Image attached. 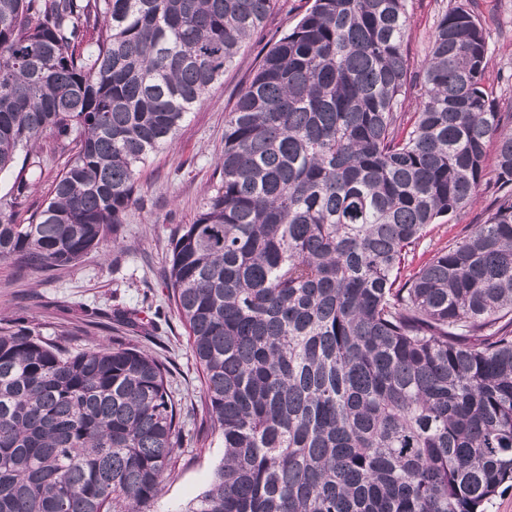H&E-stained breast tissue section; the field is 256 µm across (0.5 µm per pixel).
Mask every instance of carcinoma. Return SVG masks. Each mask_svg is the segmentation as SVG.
<instances>
[{
	"label": "carcinoma",
	"mask_w": 512,
	"mask_h": 512,
	"mask_svg": "<svg viewBox=\"0 0 512 512\" xmlns=\"http://www.w3.org/2000/svg\"><path fill=\"white\" fill-rule=\"evenodd\" d=\"M276 2L0 0V261L67 266L117 236L138 167ZM407 2L313 0L238 92L220 181L171 236L224 442L184 512H488L512 487V132L481 19L449 8L416 80ZM46 131L77 152L23 219L41 165L19 152ZM489 183L486 218L413 267ZM168 373L0 318V512H150L178 460Z\"/></svg>",
	"instance_id": "obj_1"
}]
</instances>
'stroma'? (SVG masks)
I'll use <instances>...</instances> for the list:
<instances>
[{
    "label": "stroma",
    "mask_w": 512,
    "mask_h": 512,
    "mask_svg": "<svg viewBox=\"0 0 512 512\" xmlns=\"http://www.w3.org/2000/svg\"><path fill=\"white\" fill-rule=\"evenodd\" d=\"M457 0H409L411 14L406 51L413 71L426 61L427 47L440 15ZM313 0H278L263 27L241 48L223 77L185 117L172 145L152 154L138 171L140 200L132 206L119 240L104 238L75 265L57 269L0 263V315L34 328L47 341L65 339L74 352L120 337L166 361L169 389L181 406L180 457L152 512H184L208 485L224 456V444L212 436L196 443L201 416L195 402L202 375L187 343L184 327L170 305L165 278L170 239L176 225L192 223L219 181L224 153V117L257 64L263 46L288 31ZM488 35L484 83L498 97L501 111L512 113V0H473ZM42 161V176L25 203L35 210L50 192L56 175L72 157L51 135L31 149ZM494 199L485 187L476 200L450 222L421 240L418 254L431 255L467 224L479 223ZM131 317L119 325L115 311Z\"/></svg>",
    "instance_id": "obj_1"
}]
</instances>
